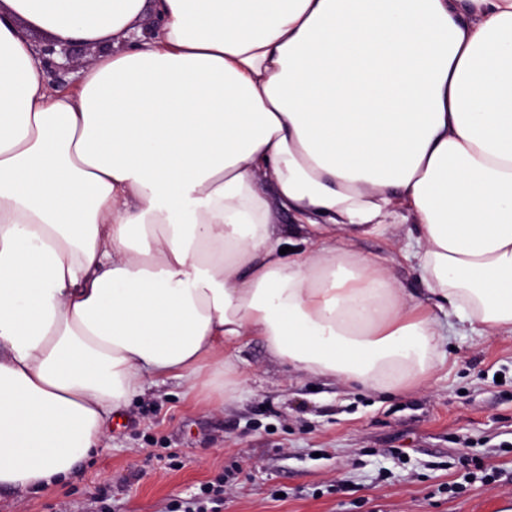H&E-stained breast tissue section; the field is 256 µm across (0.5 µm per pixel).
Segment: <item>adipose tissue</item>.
Returning a JSON list of instances; mask_svg holds the SVG:
<instances>
[{
  "label": "adipose tissue",
  "instance_id": "1",
  "mask_svg": "<svg viewBox=\"0 0 512 512\" xmlns=\"http://www.w3.org/2000/svg\"><path fill=\"white\" fill-rule=\"evenodd\" d=\"M36 34L95 47L75 92ZM404 222L419 294L354 248ZM446 317L512 334V0H0V489L59 485L146 383L237 398L251 338L427 386Z\"/></svg>",
  "mask_w": 512,
  "mask_h": 512
}]
</instances>
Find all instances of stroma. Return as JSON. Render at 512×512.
Returning <instances> with one entry per match:
<instances>
[{"mask_svg": "<svg viewBox=\"0 0 512 512\" xmlns=\"http://www.w3.org/2000/svg\"><path fill=\"white\" fill-rule=\"evenodd\" d=\"M427 389L382 394L305 375L255 339L238 400L146 385L107 447L59 488L0 492V512H172L223 482L220 512H512V334L455 324ZM485 480H467L471 457Z\"/></svg>", "mask_w": 512, "mask_h": 512, "instance_id": "35a3bbf8", "label": "stroma"}]
</instances>
